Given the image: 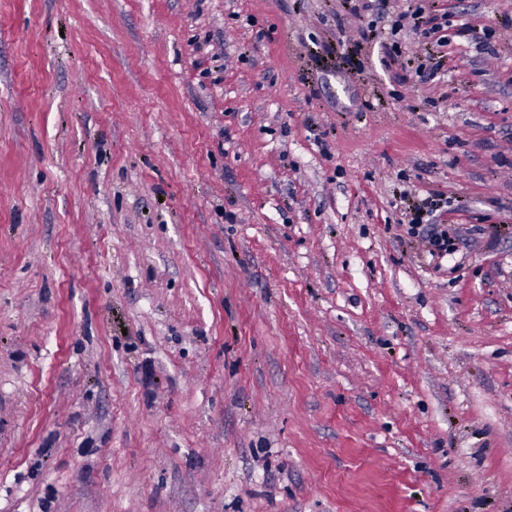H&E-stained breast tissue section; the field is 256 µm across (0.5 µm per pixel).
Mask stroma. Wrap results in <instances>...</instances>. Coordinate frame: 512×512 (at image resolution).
Listing matches in <instances>:
<instances>
[{"label":"stroma","instance_id":"stroma-1","mask_svg":"<svg viewBox=\"0 0 512 512\" xmlns=\"http://www.w3.org/2000/svg\"><path fill=\"white\" fill-rule=\"evenodd\" d=\"M420 4L0 0V512H512V0ZM408 9L401 13L394 21V24L391 27V35L397 36L400 31L405 28V26H409L413 33L417 34L418 31L421 32V35L425 38L431 37V34H435L443 29L446 24V16L441 15L440 20H444V22H437L439 18L437 16L426 17L424 16V12L422 7H415ZM432 211L428 203L416 206L414 211L410 212L411 218L407 224L408 234L427 242L428 252L432 257L443 259L457 252L459 238L450 236L447 227L442 224H434L435 222L424 224V217H429Z\"/></svg>","mask_w":512,"mask_h":512}]
</instances>
